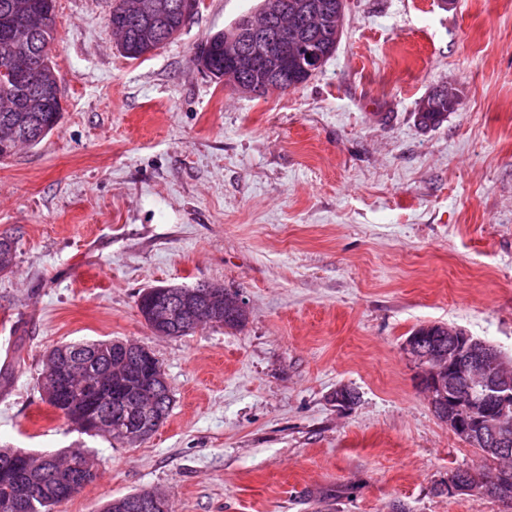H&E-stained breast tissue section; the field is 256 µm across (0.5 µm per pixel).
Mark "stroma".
<instances>
[{"instance_id":"35a3bbf8","label":"stroma","mask_w":512,"mask_h":512,"mask_svg":"<svg viewBox=\"0 0 512 512\" xmlns=\"http://www.w3.org/2000/svg\"><path fill=\"white\" fill-rule=\"evenodd\" d=\"M261 0H200L137 60L109 0H57V130L0 162V446L82 447L96 479L55 512L140 490L172 512H512L441 488L480 456L434 415L403 352L445 323L512 363V0H346L335 53L285 93L198 68ZM460 99L415 118L433 87ZM239 290V330L158 338L142 289ZM135 339L173 398L133 447L43 403L45 353ZM354 389V405L335 392ZM446 85H448V83L436 86H445L439 88L438 93L448 94L449 88ZM452 86L455 91V93L452 96H446L444 98H440L437 101H433L431 99V92L436 88L435 87L427 94L429 95V99L428 97H424L421 100L419 107L422 110H426L429 107V101H431L430 108L427 111L422 112L420 110H417V112L415 113L416 120L421 127L435 128L441 125L444 121H446V119L448 118V112H453L455 110V107L457 106L460 98V90L455 85Z\"/></svg>"}]
</instances>
